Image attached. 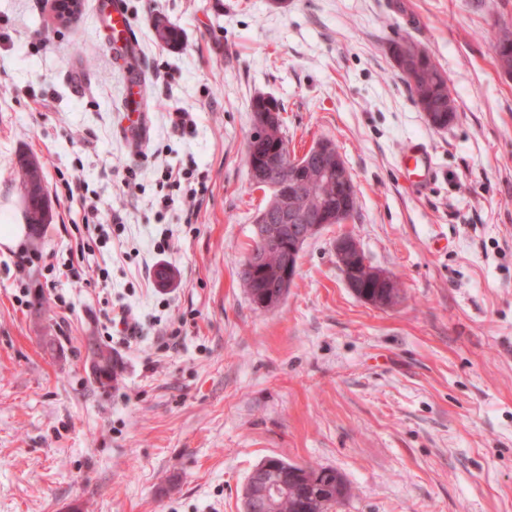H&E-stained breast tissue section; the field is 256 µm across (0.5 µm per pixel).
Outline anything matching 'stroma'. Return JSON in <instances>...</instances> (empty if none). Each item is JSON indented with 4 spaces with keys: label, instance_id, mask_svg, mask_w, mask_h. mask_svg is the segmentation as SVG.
<instances>
[{
    "label": "stroma",
    "instance_id": "35a3bbf8",
    "mask_svg": "<svg viewBox=\"0 0 512 512\" xmlns=\"http://www.w3.org/2000/svg\"><path fill=\"white\" fill-rule=\"evenodd\" d=\"M123 2L142 55L137 148L93 0L64 24L51 0H0V225L24 223L16 162L35 155L53 219L24 247L69 266L58 278L0 250V512H241L269 456L339 472L337 512H512V76L482 36L512 28V0ZM157 16L180 47L155 40ZM76 32L91 53L73 52ZM401 37L447 73L448 129L400 78ZM259 96L280 104L293 154L335 143L360 203L305 243L273 313L238 275L266 201L246 165ZM172 106L196 128L172 132ZM410 141L437 168L421 193L397 167ZM168 167L192 170L195 202ZM75 174L101 208L108 291L70 261L79 205L55 186ZM344 231L396 281L394 307L347 288ZM121 306L137 329L106 336ZM93 343L117 360L108 383Z\"/></svg>",
    "mask_w": 512,
    "mask_h": 512
}]
</instances>
